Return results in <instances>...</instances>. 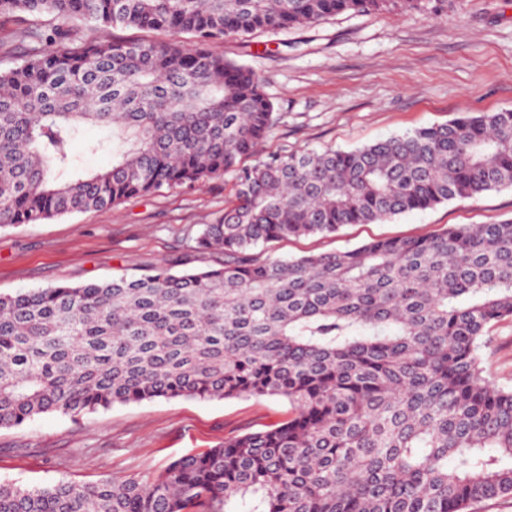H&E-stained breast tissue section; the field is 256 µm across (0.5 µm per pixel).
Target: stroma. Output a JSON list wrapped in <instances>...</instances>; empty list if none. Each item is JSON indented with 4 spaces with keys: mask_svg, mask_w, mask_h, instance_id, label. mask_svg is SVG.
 Returning <instances> with one entry per match:
<instances>
[{
    "mask_svg": "<svg viewBox=\"0 0 512 512\" xmlns=\"http://www.w3.org/2000/svg\"><path fill=\"white\" fill-rule=\"evenodd\" d=\"M224 53L250 66L282 119L265 152L372 143L440 124L455 113L512 109V0H463L433 17L341 14L319 25L232 40ZM224 208V183L177 188L115 209L0 230V293L139 276L167 260L201 267L220 255L189 247ZM512 218V188L457 199L382 224L269 244L299 257L408 238L451 224ZM494 380L512 386V323L482 352ZM288 415L276 397L174 399L114 405L78 418L48 414L0 429V482L26 486L137 478L224 437L265 429Z\"/></svg>",
    "mask_w": 512,
    "mask_h": 512,
    "instance_id": "35a3bbf8",
    "label": "stroma"
}]
</instances>
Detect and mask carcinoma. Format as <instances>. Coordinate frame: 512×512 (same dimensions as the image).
Masks as SVG:
<instances>
[{"label":"carcinoma","instance_id":"carcinoma-1","mask_svg":"<svg viewBox=\"0 0 512 512\" xmlns=\"http://www.w3.org/2000/svg\"><path fill=\"white\" fill-rule=\"evenodd\" d=\"M461 0H0L26 45L0 67V229L230 177L194 250L224 263L0 294V429L116 404L278 397L288 417L151 474L29 487L0 512H471L512 499V387L483 366L512 321V220L272 258L512 187V109L351 149L274 151L281 116L217 45L342 13ZM158 34L123 40L117 29ZM110 137L80 167L81 129ZM105 131L98 127L87 126L83 130L82 140L76 146V150L82 153V166L85 169L100 170L112 165V155L109 153H83L82 142L102 137Z\"/></svg>","mask_w":512,"mask_h":512}]
</instances>
